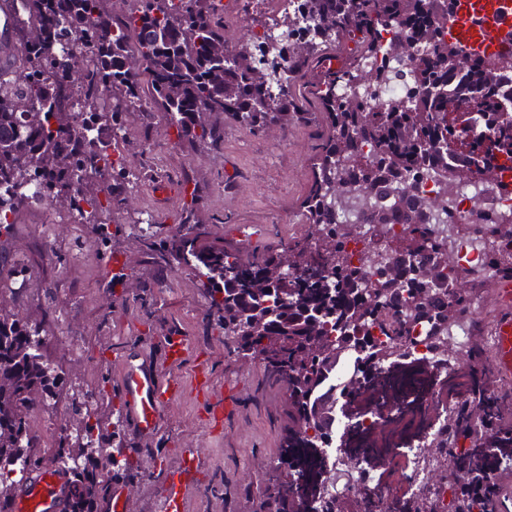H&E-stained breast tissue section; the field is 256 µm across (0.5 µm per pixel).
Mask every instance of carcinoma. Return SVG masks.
Masks as SVG:
<instances>
[{"label":"carcinoma","mask_w":512,"mask_h":512,"mask_svg":"<svg viewBox=\"0 0 512 512\" xmlns=\"http://www.w3.org/2000/svg\"><path fill=\"white\" fill-rule=\"evenodd\" d=\"M104 2L18 0L16 67L0 70V209L15 214L40 197L65 209L108 265L110 302L127 273L114 245L118 228L102 214L126 205L140 170L129 163L104 173L100 164L129 154L134 114L164 112L178 145L217 149L226 118L263 130L302 122L306 103H317L329 134L302 202L307 242L260 256L228 248L212 234L192 187L182 195V230L161 238L148 223L138 243L157 263L174 260L197 276L224 340L261 360L288 392V433L272 461L285 480L252 512H328L326 429L345 405L326 390L337 359L359 349V371L370 380L430 367L411 356L407 322L440 326L471 314L473 291L487 281L484 270L462 266L444 283L448 250L417 226L448 201L419 196L405 177L428 162L468 181L474 165L486 175L499 154H512V115H502V103L512 100V58L492 64L448 52L432 19L451 15L455 0H302L262 27L264 39L285 43L284 64L248 40L230 41L214 0H134L131 8L112 0L110 13ZM404 24L413 26L410 45L397 44L392 53L422 55L401 73L416 91L402 102L380 99L368 58L382 29ZM338 40L353 43L355 55L336 68L323 48ZM302 70L317 73L305 96L294 83ZM345 83L360 85L364 96L337 97ZM362 140L375 144L383 163L357 155ZM346 189L370 204L367 223L409 225L405 245L391 246L380 285H368L344 252L354 226L330 229ZM30 275L27 264L0 248V296L18 294ZM379 322L390 333L377 349L370 328ZM47 336L46 322L0 306V512H13L15 492L46 464L64 478L68 512H98L111 479L142 474L141 458L124 439L122 409L112 408V421L100 417L104 384L71 396L70 435L41 445L31 417L55 405L66 384L63 367L46 351ZM446 414L468 451L450 463L448 443L432 440L437 460L426 485L448 480V512H495L506 484L490 475L512 471V412L484 386L472 399L450 397ZM352 438L336 436L343 463L356 453Z\"/></svg>","instance_id":"carcinoma-1"}]
</instances>
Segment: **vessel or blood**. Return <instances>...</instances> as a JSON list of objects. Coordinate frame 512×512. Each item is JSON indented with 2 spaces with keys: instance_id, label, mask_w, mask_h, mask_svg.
Returning a JSON list of instances; mask_svg holds the SVG:
<instances>
[{
  "instance_id": "1",
  "label": "vessel or blood",
  "mask_w": 512,
  "mask_h": 512,
  "mask_svg": "<svg viewBox=\"0 0 512 512\" xmlns=\"http://www.w3.org/2000/svg\"><path fill=\"white\" fill-rule=\"evenodd\" d=\"M501 0H458L448 24L451 40L466 52L487 58L508 57L512 52L502 46L503 12ZM15 0H0V67L14 63ZM504 310L496 319L495 358L497 373L512 377V277L500 278L496 285ZM163 366L125 357L120 373V391L133 421L134 429L143 436L156 433L161 416L178 396L180 383L176 376L164 374ZM190 460L179 466H163L165 493L162 512H184L187 492L186 473ZM15 512H65L66 498L62 476L50 468L36 471L17 492Z\"/></svg>"
}]
</instances>
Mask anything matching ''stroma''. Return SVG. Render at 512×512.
<instances>
[{"label":"stroma","instance_id":"35a3bbf8","mask_svg":"<svg viewBox=\"0 0 512 512\" xmlns=\"http://www.w3.org/2000/svg\"><path fill=\"white\" fill-rule=\"evenodd\" d=\"M148 122L153 149L135 157L143 178L127 205L110 219L119 226L116 248L128 269L123 297L106 302L107 269L89 245L87 233L65 223L53 209H22L5 248L32 267L22 295L8 303L31 320L54 319L48 350L61 361L71 384L93 387L107 381L110 398L99 410L110 417L121 401L120 361L134 354L163 364L167 337H180L186 353L174 373L183 390L167 410L160 431L138 438L124 432L147 464L133 483L132 512H162L164 477L156 466L181 463L186 451L197 462L188 479L186 512H250L253 499L283 478L267 461L288 428V395L263 363L243 358L207 320V303L197 279L179 266L158 267L141 253L136 226L154 218L159 235L180 228L177 181L200 191L211 230L224 243L249 253H272L301 241L310 227L302 200L311 183L325 130L319 117L276 131H249L224 122V148L215 153L170 147L168 117L156 111L133 117ZM56 232L65 264L48 261L42 246Z\"/></svg>","mask_w":512,"mask_h":512}]
</instances>
